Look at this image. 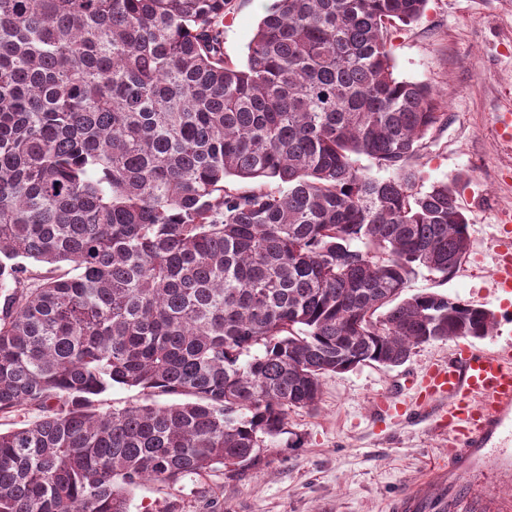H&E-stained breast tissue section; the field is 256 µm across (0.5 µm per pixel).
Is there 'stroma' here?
<instances>
[{
  "instance_id": "stroma-1",
  "label": "stroma",
  "mask_w": 512,
  "mask_h": 512,
  "mask_svg": "<svg viewBox=\"0 0 512 512\" xmlns=\"http://www.w3.org/2000/svg\"><path fill=\"white\" fill-rule=\"evenodd\" d=\"M234 3L224 52L240 64L273 0ZM387 48L396 75L431 86L440 102L442 118L411 165L422 187H454L469 220L462 265L446 277L419 272L407 292L483 307L493 330L421 345L399 367L327 376L317 405L289 410L283 432L266 439L260 468L146 483L131 512H390L396 496L424 491L431 470L447 465L448 434L419 412L414 384L460 346L512 342V294L488 289L499 215L512 209V146L494 129L496 113L512 108V0H428L417 21L390 28Z\"/></svg>"
}]
</instances>
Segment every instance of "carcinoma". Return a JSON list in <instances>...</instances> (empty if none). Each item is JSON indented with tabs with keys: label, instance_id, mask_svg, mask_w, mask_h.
Instances as JSON below:
<instances>
[{
	"label": "carcinoma",
	"instance_id": "carcinoma-1",
	"mask_svg": "<svg viewBox=\"0 0 512 512\" xmlns=\"http://www.w3.org/2000/svg\"><path fill=\"white\" fill-rule=\"evenodd\" d=\"M425 5L275 0L241 67L233 0H0V415L41 412L0 432V512L256 467L325 376L489 334L404 296L469 246L408 166L442 113L386 33ZM115 385L144 401L97 412Z\"/></svg>",
	"mask_w": 512,
	"mask_h": 512
}]
</instances>
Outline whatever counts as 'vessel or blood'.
<instances>
[{"instance_id": "1", "label": "vessel or blood", "mask_w": 512, "mask_h": 512, "mask_svg": "<svg viewBox=\"0 0 512 512\" xmlns=\"http://www.w3.org/2000/svg\"><path fill=\"white\" fill-rule=\"evenodd\" d=\"M491 286L512 293V236L497 238ZM420 404L452 434L433 482L441 512H512V346L465 348L426 376Z\"/></svg>"}]
</instances>
